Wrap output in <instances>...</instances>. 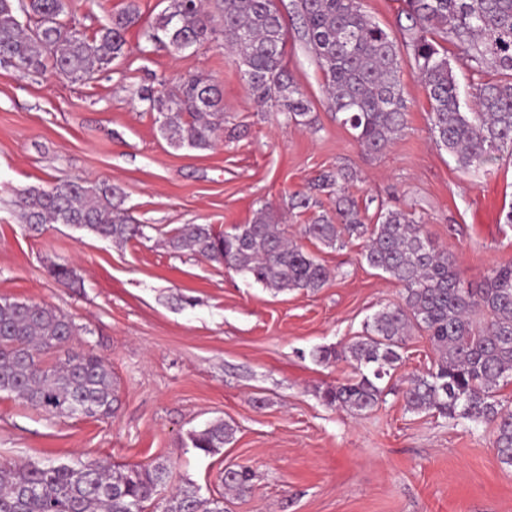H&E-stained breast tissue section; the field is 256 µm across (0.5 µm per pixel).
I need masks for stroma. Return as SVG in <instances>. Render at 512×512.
Returning a JSON list of instances; mask_svg holds the SVG:
<instances>
[{
	"label": "stroma",
	"instance_id": "obj_1",
	"mask_svg": "<svg viewBox=\"0 0 512 512\" xmlns=\"http://www.w3.org/2000/svg\"><path fill=\"white\" fill-rule=\"evenodd\" d=\"M132 3L139 18L124 56L92 81L0 64V298L66 314L78 327L72 348L104 355L118 391L104 419L50 416L1 393L0 463L166 462L170 479L145 512H163L189 483L223 499L224 512H512V467L501 463L491 425L405 406L411 378L438 359L425 333L411 331L373 410L326 404L324 391L354 365L317 361L314 351L361 335L375 312L402 303L403 288L362 261L364 240L312 244L301 233L308 214L288 208L319 173L345 168L362 215L415 210L454 256L461 284L475 288L512 263V157L460 167L433 142L429 100L408 67L407 128L384 152H366L336 120L324 75L293 29L288 68L309 102L311 129L260 110L230 51L146 45L169 0H70V20L90 33ZM190 74L218 86L227 113L223 136L205 151L171 148L140 99ZM74 177L120 186L143 237L115 242L22 224L21 190ZM262 208L328 269L323 288L277 291L169 244L185 225L228 232ZM59 264L73 270L71 286L53 278ZM217 419L234 426L231 443L213 455L192 448L190 433ZM236 465L253 472L242 494L224 487L225 469Z\"/></svg>",
	"mask_w": 512,
	"mask_h": 512
}]
</instances>
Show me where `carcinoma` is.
Wrapping results in <instances>:
<instances>
[{"label":"carcinoma","mask_w":512,"mask_h":512,"mask_svg":"<svg viewBox=\"0 0 512 512\" xmlns=\"http://www.w3.org/2000/svg\"><path fill=\"white\" fill-rule=\"evenodd\" d=\"M69 7V0H0V59L14 58L33 75L50 67L70 79L90 80L125 54V32L139 16L135 4L90 35L67 23ZM292 9L324 74L328 100L365 151L385 150L407 128L401 81L406 65L427 91L436 145L461 167L478 168L512 149V0H405L406 23H398L395 33L371 20L361 0H292ZM287 35L275 0H170L144 32L146 42L177 52L214 43L227 48L244 68L254 102L275 109L287 123L311 128L309 102L288 71ZM443 42L457 47L479 77L470 105L460 100ZM141 99L177 148H212L224 124L222 98L202 75L184 78L174 92L147 89ZM349 179L341 169L324 171L311 191L293 193L289 205L307 210L317 205L314 192L336 190L335 212L314 217L304 235L331 248L365 239L362 259L401 284L404 297L403 304L376 312L364 335L342 351H316L321 362L355 363V374L327 390L325 401L357 412L373 409L382 394L378 381L400 360L399 349L416 327L426 332L438 360L406 387V407L495 423L494 447L501 462L512 466V411L495 399L500 383L512 380V264L491 268L478 288L461 287L451 256L433 244L415 213L381 209L375 223H366L345 194ZM121 203L122 192L111 184L58 180L47 189L22 190L19 209L34 230L65 224L123 242L143 235V225L132 223ZM170 245L278 291H317L329 278L325 266L289 242L262 211L232 233L189 224ZM76 329L50 305L0 298V393L52 416L111 417L112 369L92 350L67 348ZM233 434L231 424L217 420L191 433L190 442L215 454ZM168 478L164 462L119 469L97 461L1 463L0 512H134ZM251 479V470L240 466L224 473V486L243 492ZM164 512H224V501L188 485L167 500Z\"/></svg>","instance_id":"carcinoma-1"}]
</instances>
